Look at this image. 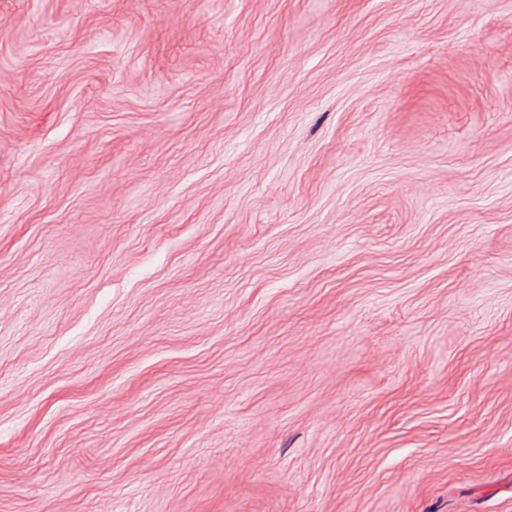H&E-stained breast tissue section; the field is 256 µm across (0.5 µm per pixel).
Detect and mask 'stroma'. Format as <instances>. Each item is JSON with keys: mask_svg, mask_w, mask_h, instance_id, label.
Instances as JSON below:
<instances>
[{"mask_svg": "<svg viewBox=\"0 0 512 512\" xmlns=\"http://www.w3.org/2000/svg\"><path fill=\"white\" fill-rule=\"evenodd\" d=\"M0 22V512H512V0Z\"/></svg>", "mask_w": 512, "mask_h": 512, "instance_id": "35a3bbf8", "label": "stroma"}]
</instances>
